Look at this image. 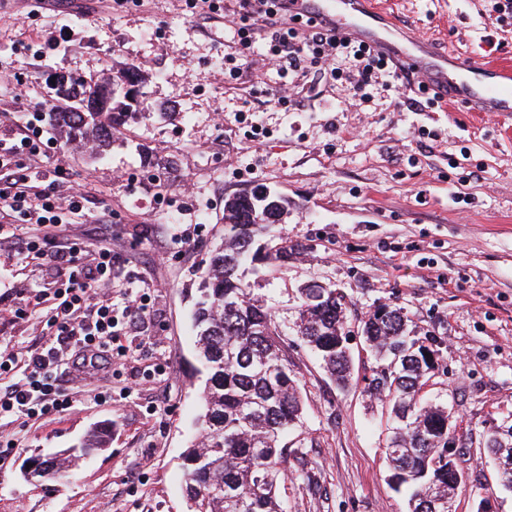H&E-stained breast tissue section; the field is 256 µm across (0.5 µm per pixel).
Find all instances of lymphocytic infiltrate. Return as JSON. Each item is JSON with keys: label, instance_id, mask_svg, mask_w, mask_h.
<instances>
[{"label": "lymphocytic infiltrate", "instance_id": "f902f5d3", "mask_svg": "<svg viewBox=\"0 0 512 512\" xmlns=\"http://www.w3.org/2000/svg\"><path fill=\"white\" fill-rule=\"evenodd\" d=\"M283 0H236L231 22L242 48H251L259 26L271 28L267 63L279 74L296 72L339 73L350 65L347 79L353 100H364V89L386 72L389 59L376 48L337 37L309 18H283ZM43 131L31 125L11 145H0V219L18 218L28 226L20 245L26 252L41 250L53 242V231L64 216L86 217L87 190L68 187L56 196L43 186L35 168L23 167L19 155H39ZM44 252L55 267L67 270L62 287L54 289L47 324L49 335L28 350L22 377L0 388V413H14L35 421L46 412L67 406L69 383L81 375L112 369V250L104 244L83 252L77 244L53 242Z\"/></svg>", "mask_w": 512, "mask_h": 512}]
</instances>
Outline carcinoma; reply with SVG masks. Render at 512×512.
<instances>
[{
  "mask_svg": "<svg viewBox=\"0 0 512 512\" xmlns=\"http://www.w3.org/2000/svg\"><path fill=\"white\" fill-rule=\"evenodd\" d=\"M143 75L134 68L92 81L82 89L56 78L62 112L56 128L73 143L103 152L141 105ZM259 184L224 199V228L211 252L192 319L197 359L206 373L196 436L186 453L184 490L193 512H282L284 437L301 417L299 383L272 313L257 288L261 265H283L297 254L288 239L268 246L262 239L282 223L288 199L262 194ZM348 302L336 289L314 282L299 289L295 322L302 345L315 352L341 388L351 377L346 330ZM361 334L375 361L366 391L387 404L393 437L386 448L388 480L404 495L407 512H456L462 479L448 475V407L426 401L439 358L436 339L418 336L404 308L380 304L367 312ZM486 450L503 490L512 491V434L494 431ZM77 456L69 450L36 464L38 479L58 480ZM267 488L253 493L257 479Z\"/></svg>",
  "mask_w": 512,
  "mask_h": 512,
  "instance_id": "1",
  "label": "carcinoma"
}]
</instances>
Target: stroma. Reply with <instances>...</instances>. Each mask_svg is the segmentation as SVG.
Listing matches in <instances>:
<instances>
[{"label": "stroma", "instance_id": "obj_1", "mask_svg": "<svg viewBox=\"0 0 512 512\" xmlns=\"http://www.w3.org/2000/svg\"><path fill=\"white\" fill-rule=\"evenodd\" d=\"M397 26L477 61L512 62V14L494 0H384ZM225 18H192L185 0H0V140L11 142L55 99L49 79H100L120 67L147 77L143 108L105 157L94 159L44 125L37 167L66 168L91 193V218L67 235L108 244L118 321L125 296L146 314L114 346L110 389L74 384L70 408L23 424L0 415V512H187L184 453L195 434L205 375L191 297L217 242L224 199L267 185L291 206L281 231L299 255L267 266L261 282L300 380L302 422L288 436L285 512H406L388 481V411L369 397L374 364L357 331L375 304L405 308L440 346L428 399L452 405L465 478L457 512L500 490L484 442L512 425V134L498 115L424 107L416 86L380 77L365 103L349 102L345 76L316 88L294 80L300 109L272 108L282 78L233 45ZM240 66V79L229 75ZM18 230L0 228V356L22 357L46 337L36 294L64 274L20 253ZM311 282L344 292L353 380L340 389L289 329L296 290ZM108 447L63 481L25 471L73 447L94 427Z\"/></svg>", "mask_w": 512, "mask_h": 512}]
</instances>
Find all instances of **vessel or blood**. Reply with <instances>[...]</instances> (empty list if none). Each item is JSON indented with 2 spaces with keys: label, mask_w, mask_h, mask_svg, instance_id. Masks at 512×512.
Instances as JSON below:
<instances>
[{
  "label": "vessel or blood",
  "mask_w": 512,
  "mask_h": 512,
  "mask_svg": "<svg viewBox=\"0 0 512 512\" xmlns=\"http://www.w3.org/2000/svg\"><path fill=\"white\" fill-rule=\"evenodd\" d=\"M289 15L325 23L339 36L364 42L393 57L419 81L441 93L446 105L512 114V67L478 62L442 50L436 40L392 35L380 0H286Z\"/></svg>",
  "instance_id": "b4317fda"
}]
</instances>
